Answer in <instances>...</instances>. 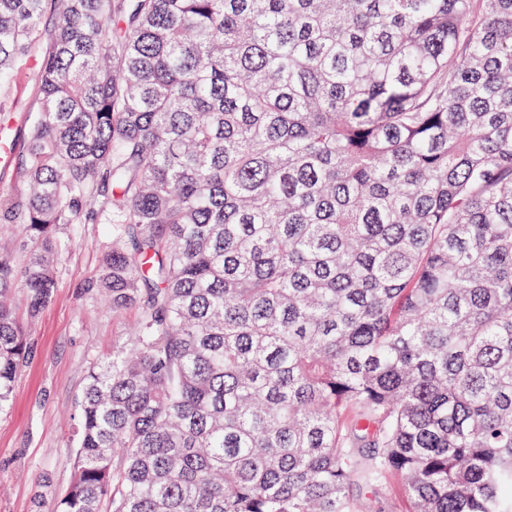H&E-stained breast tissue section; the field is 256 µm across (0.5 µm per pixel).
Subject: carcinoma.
<instances>
[{"instance_id":"obj_1","label":"carcinoma","mask_w":512,"mask_h":512,"mask_svg":"<svg viewBox=\"0 0 512 512\" xmlns=\"http://www.w3.org/2000/svg\"><path fill=\"white\" fill-rule=\"evenodd\" d=\"M28 61L0 412L59 225L136 315L54 512H512V0H0ZM407 499L400 484L389 479L377 507L383 512H405Z\"/></svg>"}]
</instances>
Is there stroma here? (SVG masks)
Returning a JSON list of instances; mask_svg holds the SVG:
<instances>
[{"label": "stroma", "mask_w": 512, "mask_h": 512, "mask_svg": "<svg viewBox=\"0 0 512 512\" xmlns=\"http://www.w3.org/2000/svg\"><path fill=\"white\" fill-rule=\"evenodd\" d=\"M36 73L19 64L17 107L0 112V129L17 128L38 105ZM55 260L51 303L26 323L29 358L17 375L10 407L0 413V512H52L71 480L74 406L89 369L121 346L130 315L88 293L84 285L101 270L112 248L109 225L64 224Z\"/></svg>", "instance_id": "35a3bbf8"}]
</instances>
